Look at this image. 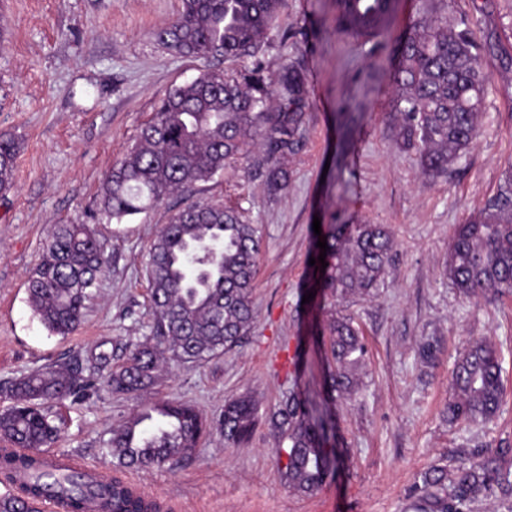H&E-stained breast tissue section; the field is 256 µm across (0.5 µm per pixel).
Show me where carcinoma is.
<instances>
[{
  "label": "carcinoma",
  "mask_w": 512,
  "mask_h": 512,
  "mask_svg": "<svg viewBox=\"0 0 512 512\" xmlns=\"http://www.w3.org/2000/svg\"><path fill=\"white\" fill-rule=\"evenodd\" d=\"M281 0H182L177 18L157 32L158 40L191 58L235 61L254 53L269 31ZM343 35L363 34L344 11L336 14ZM393 81L403 89L395 104L404 149L414 152L423 173H448L474 143L484 109L489 73L476 59L469 28L453 32L440 24L411 31L398 42ZM278 95L279 106L270 102ZM305 77L285 68L276 77L261 63L229 76L208 69L172 88L159 102L127 154L105 174L101 210L120 221L162 202L167 196L211 181L227 161L250 146L265 147L270 190L284 189L278 159L293 150ZM18 145L0 136V194L13 188ZM262 225L249 224L230 207L192 202L176 211L153 240L147 263L151 320L149 334L126 347L122 364L112 355L92 353L79 361L53 362L14 379L12 405L0 412V439L21 454H0V477L22 473V492L38 497L54 488L67 512L83 501L101 500L102 512H153L156 506L113 478L91 484L75 471L50 472L38 453L54 444L61 427L55 404L78 403L99 390L138 392L153 385L163 361L189 367L233 350L253 318L252 292ZM325 272L314 271L319 299L329 304L328 369L321 400L292 392L269 417L279 436L277 462L288 487L303 493L321 488L336 470L331 443L335 422L329 405L358 391V371L366 347L352 318L336 312V302L370 296L385 286L394 240L385 224H331L324 233ZM110 263L104 244L88 224H55L47 233L40 262L27 283L28 303L52 334L68 336L81 325L86 303ZM445 274L468 297L512 294V166L496 194L456 226L448 245ZM502 367L488 339L469 345L455 363L449 387L448 421L466 426L493 420L505 398ZM257 414L249 397L224 404L214 422L194 407L162 402L113 429L106 442L123 467H174L216 429L225 444L239 447L252 435ZM146 421L152 429H142ZM417 512H471L479 499L512 497V444L478 448L453 471L436 467L422 475Z\"/></svg>",
  "instance_id": "1"
}]
</instances>
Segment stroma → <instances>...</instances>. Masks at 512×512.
I'll use <instances>...</instances> for the list:
<instances>
[{
  "mask_svg": "<svg viewBox=\"0 0 512 512\" xmlns=\"http://www.w3.org/2000/svg\"><path fill=\"white\" fill-rule=\"evenodd\" d=\"M181 0H0V134L19 146L12 190L0 194V411L9 383L53 361L86 358L104 346L121 364L146 335L147 254L169 217L193 201L221 202L264 227L253 290L254 319L239 346L189 368L168 366L130 394H104L56 411L63 421L55 455L116 470L160 503V512H416L422 474L455 468L474 449L512 442V295L466 298L443 274L457 224L496 193L512 166V0H398L386 45L369 48L337 34L336 0H284L254 55L307 80L298 142L282 158L287 187L265 183V150L228 161L213 180L173 194L120 222L101 212L99 186L133 146L156 103L209 62L186 58L155 37ZM491 65L484 115L473 146L443 177H425L402 149L390 72L412 26L462 18ZM386 224L395 239L386 286L340 306L353 317L367 355L359 391L331 407L338 471L315 493L285 482L267 422L296 386L321 389L322 330L328 313L311 292L313 222ZM55 224H89L111 256L85 319L73 335L50 334L27 302V280ZM497 345L507 401L484 427L449 425V375L470 344ZM257 404L250 441L226 446L220 432L184 462L144 471L116 468L104 446L112 428L162 401L213 418L226 400Z\"/></svg>",
  "mask_w": 512,
  "mask_h": 512,
  "instance_id": "stroma-1",
  "label": "stroma"
}]
</instances>
